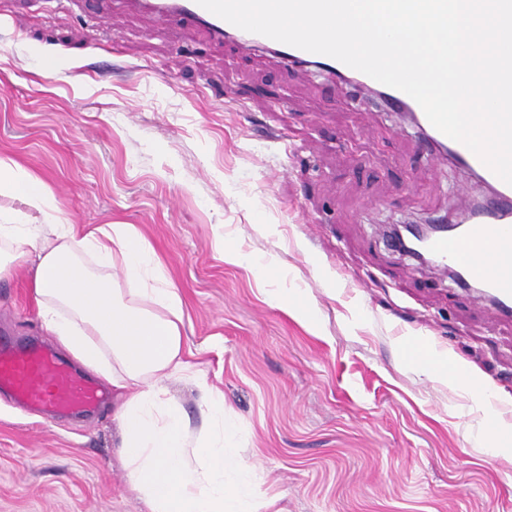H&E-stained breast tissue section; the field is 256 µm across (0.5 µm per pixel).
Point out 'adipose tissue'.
<instances>
[{
    "instance_id": "ef3b65f1",
    "label": "adipose tissue",
    "mask_w": 512,
    "mask_h": 512,
    "mask_svg": "<svg viewBox=\"0 0 512 512\" xmlns=\"http://www.w3.org/2000/svg\"><path fill=\"white\" fill-rule=\"evenodd\" d=\"M0 275L26 265L45 329L117 392L114 418L130 488L151 512H255L248 467L224 446V395L183 358L182 300L150 243L132 224L83 232L53 191L0 158ZM434 380L487 404L478 377L442 357L422 361ZM201 396L202 428L169 396L173 381Z\"/></svg>"
}]
</instances>
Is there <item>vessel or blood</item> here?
Instances as JSON below:
<instances>
[{"mask_svg":"<svg viewBox=\"0 0 512 512\" xmlns=\"http://www.w3.org/2000/svg\"><path fill=\"white\" fill-rule=\"evenodd\" d=\"M164 21L189 22L205 28L215 39L238 32L236 26L206 10L196 0H138ZM241 33V32H238ZM243 43L276 51L293 66L309 65L326 74L347 77L350 97L382 88L384 104L413 113L416 129L438 151H447L459 166L475 173L494 188L496 198L478 206L470 223L456 224L426 238L420 244L441 270H452L460 285H473L477 296L489 303L500 318H512V185L502 181L465 145L447 137L427 119L419 104L406 93L380 87L378 81L326 55L308 52L266 36L243 32ZM494 259H481L484 249ZM10 391L21 403L49 415L78 413L97 406L103 393L98 385L73 370L50 349L19 345L0 338V391Z\"/></svg>","mask_w":512,"mask_h":512,"instance_id":"b4317fda","label":"vessel or blood"}]
</instances>
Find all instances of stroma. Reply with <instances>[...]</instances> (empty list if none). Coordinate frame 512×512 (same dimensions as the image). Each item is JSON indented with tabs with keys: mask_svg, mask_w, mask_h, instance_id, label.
Instances as JSON below:
<instances>
[{
	"mask_svg": "<svg viewBox=\"0 0 512 512\" xmlns=\"http://www.w3.org/2000/svg\"><path fill=\"white\" fill-rule=\"evenodd\" d=\"M1 156L74 223L133 224L153 246L258 512H512V448L408 349L512 398V320L385 236L486 191L401 116L133 0H0ZM273 287L314 320L271 307ZM0 336L56 343L25 266L0 277ZM118 442L111 405L49 420L0 392V512H149Z\"/></svg>",
	"mask_w": 512,
	"mask_h": 512,
	"instance_id": "35a3bbf8",
	"label": "stroma"
}]
</instances>
